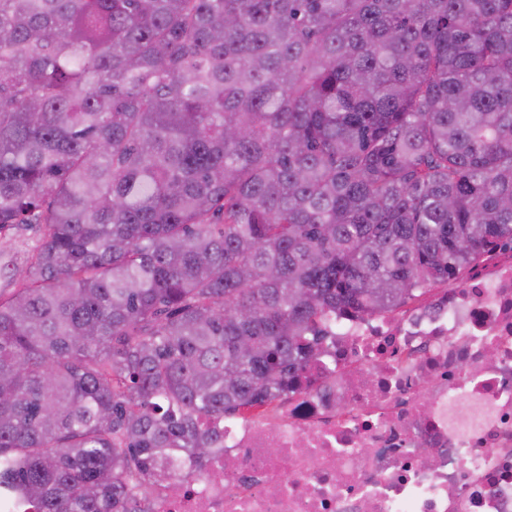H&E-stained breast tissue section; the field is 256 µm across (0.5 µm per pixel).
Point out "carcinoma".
Wrapping results in <instances>:
<instances>
[{
  "mask_svg": "<svg viewBox=\"0 0 512 512\" xmlns=\"http://www.w3.org/2000/svg\"><path fill=\"white\" fill-rule=\"evenodd\" d=\"M0 508L151 512L337 312L512 246V0H0ZM41 236V229L38 225L33 227H20L13 229L8 232L2 233L0 242L2 246H7V249L11 250L18 261L23 258L24 251L35 245ZM4 237V238H3Z\"/></svg>",
  "mask_w": 512,
  "mask_h": 512,
  "instance_id": "1",
  "label": "carcinoma"
}]
</instances>
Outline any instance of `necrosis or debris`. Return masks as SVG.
Returning <instances> with one entry per match:
<instances>
[{"mask_svg":"<svg viewBox=\"0 0 512 512\" xmlns=\"http://www.w3.org/2000/svg\"><path fill=\"white\" fill-rule=\"evenodd\" d=\"M274 415L153 512H512V249L402 314L342 312Z\"/></svg>","mask_w":512,"mask_h":512,"instance_id":"1","label":"necrosis or debris"}]
</instances>
